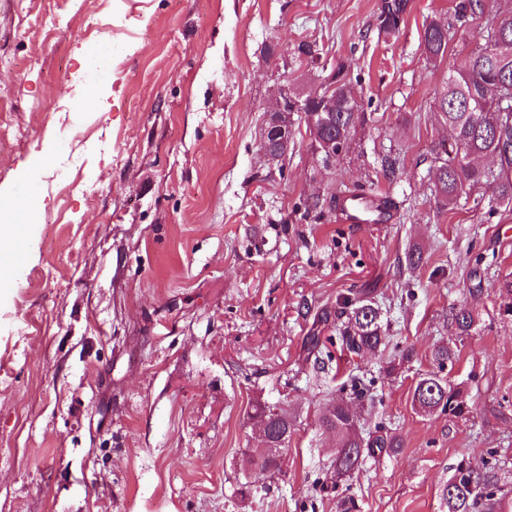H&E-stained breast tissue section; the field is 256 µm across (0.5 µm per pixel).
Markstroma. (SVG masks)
<instances>
[{
  "label": "stroma",
  "mask_w": 512,
  "mask_h": 512,
  "mask_svg": "<svg viewBox=\"0 0 512 512\" xmlns=\"http://www.w3.org/2000/svg\"><path fill=\"white\" fill-rule=\"evenodd\" d=\"M381 0H0V512H444L459 467L500 468L512 501V209L438 210L434 147L448 132L432 94L448 71L423 51V22L450 0H410L398 31ZM352 60L368 119L326 164L305 129L284 162L259 131L270 94L309 82L299 43ZM116 47L111 69L81 79ZM96 91L95 110L82 100ZM404 163L387 224L302 218L296 205L374 177L379 151ZM85 168L67 188L70 153ZM417 248L419 267L405 255ZM481 295H471L474 287ZM372 293L383 343L349 356L348 300ZM472 309L461 340L453 309ZM332 360L318 370L308 337ZM470 411L420 414L413 389L431 351ZM374 380L365 432L399 435L350 478L332 480L325 407L350 376ZM287 409L277 468L252 467L254 401Z\"/></svg>",
  "instance_id": "1"
}]
</instances>
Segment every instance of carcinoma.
Instances as JSON below:
<instances>
[{
	"instance_id": "cac0c4a2",
	"label": "carcinoma",
	"mask_w": 512,
	"mask_h": 512,
	"mask_svg": "<svg viewBox=\"0 0 512 512\" xmlns=\"http://www.w3.org/2000/svg\"><path fill=\"white\" fill-rule=\"evenodd\" d=\"M409 0H383L378 16L379 27L398 29L408 11ZM453 20H431L423 35L424 52L433 63L442 62L456 31L455 23L470 20L481 22V42L448 67L435 93L434 103L440 120L451 130V138L439 142L436 154L435 197L441 209H456L461 200L487 208L488 216L500 207L512 206V0H453ZM354 63L338 64L325 77L336 85V111L303 113L301 119L314 118L321 129L322 139L336 143V155L351 148L365 113L351 93V68ZM491 157L495 164L482 166L478 160ZM378 174L393 184L401 179L404 166L398 155L387 152L378 159ZM364 190L336 186L327 197L309 196L303 199L304 216L320 214L326 206L335 205ZM345 320L339 327L340 348L360 355L380 347L383 337L381 309L371 298L357 297L342 312ZM456 334L462 338L476 334L472 311L461 307L452 314ZM437 370L424 374L416 382L413 402L419 412L446 413L461 417L468 412L458 390L440 375L445 366L457 358V350L440 343L431 353ZM355 396L341 398L329 405L322 417L325 429L336 437V454L332 461L336 478L340 479L360 468L365 458L375 451H398L401 440L395 434L368 439L355 429L358 416L356 401L365 398L369 389L358 377L351 378ZM249 417L268 424L270 434L263 444L272 441L284 448L292 433L288 414L261 402L252 405ZM498 478L489 470L475 473L465 467L442 488L440 498L447 512H502L504 498L498 495Z\"/></svg>"
}]
</instances>
